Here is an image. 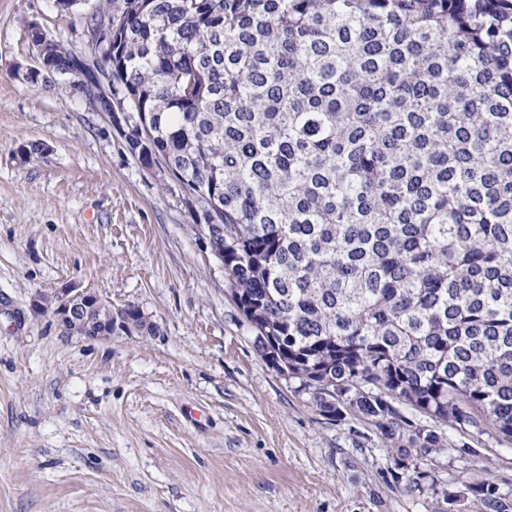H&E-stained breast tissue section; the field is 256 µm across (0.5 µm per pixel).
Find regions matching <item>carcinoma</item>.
Here are the masks:
<instances>
[{
  "mask_svg": "<svg viewBox=\"0 0 512 512\" xmlns=\"http://www.w3.org/2000/svg\"><path fill=\"white\" fill-rule=\"evenodd\" d=\"M112 109L167 167L276 371L372 425L394 464L434 427L512 442V0H123ZM56 75L74 52L48 39ZM343 395L334 409L317 387ZM486 512L498 488L465 484Z\"/></svg>",
  "mask_w": 512,
  "mask_h": 512,
  "instance_id": "cac0c4a2",
  "label": "carcinoma"
}]
</instances>
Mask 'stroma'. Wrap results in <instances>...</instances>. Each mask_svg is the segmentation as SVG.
<instances>
[{"instance_id": "35a3bbf8", "label": "stroma", "mask_w": 512, "mask_h": 512, "mask_svg": "<svg viewBox=\"0 0 512 512\" xmlns=\"http://www.w3.org/2000/svg\"><path fill=\"white\" fill-rule=\"evenodd\" d=\"M122 2L0 0V512H483L450 499L475 476L512 500V444L472 433L474 465L439 426L415 487L374 427L319 415L159 172L81 95L22 79L31 23L78 52ZM64 288L148 327L65 335L34 308Z\"/></svg>"}]
</instances>
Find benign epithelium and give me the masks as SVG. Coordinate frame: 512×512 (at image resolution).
<instances>
[{"mask_svg": "<svg viewBox=\"0 0 512 512\" xmlns=\"http://www.w3.org/2000/svg\"><path fill=\"white\" fill-rule=\"evenodd\" d=\"M31 41L36 49L35 65L23 70V79L47 82L53 78V65L46 51V34L39 24L30 26ZM97 39L92 40L87 48L75 53L73 67L75 73L83 76L87 67L97 53ZM78 91L92 99H106L107 89L96 81L81 79L77 82ZM34 307L51 311L57 324L65 332L80 333L88 340L105 341L112 338V304L99 295L90 292H75L71 289L55 294L51 299L38 297Z\"/></svg>", "mask_w": 512, "mask_h": 512, "instance_id": "benign-epithelium-1", "label": "benign epithelium"}]
</instances>
